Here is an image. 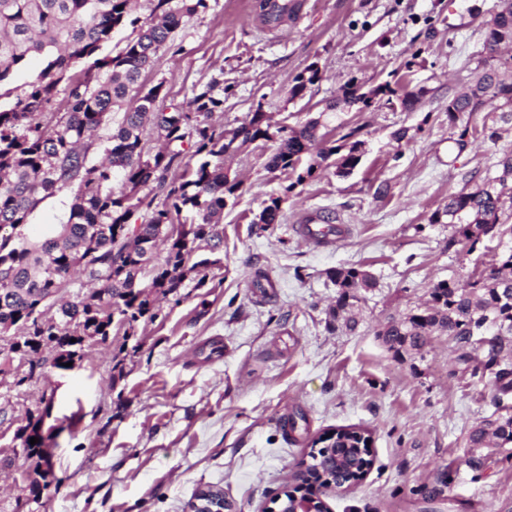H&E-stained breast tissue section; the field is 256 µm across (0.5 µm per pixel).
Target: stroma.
I'll return each instance as SVG.
<instances>
[{"label":"stroma","instance_id":"1","mask_svg":"<svg viewBox=\"0 0 512 512\" xmlns=\"http://www.w3.org/2000/svg\"><path fill=\"white\" fill-rule=\"evenodd\" d=\"M250 2L207 0L183 18L145 84L163 83L166 104L182 105L195 87L223 82L227 129L257 110L276 128L322 116L330 144L360 141L361 162L347 176L326 162L300 182L267 169L277 140L225 157L241 187L216 227L214 266L189 275L154 321L130 337L113 330L73 369L0 381V459L14 460L0 466V512H187L211 485L237 512H274L311 442L345 426L371 435L373 463L352 489L327 490L331 512H512V458L467 463V431L493 412L487 389L458 371L447 337L401 360L378 337L437 282L465 283L493 258L467 255L452 227L430 218L512 150L507 125L457 150L448 122L449 98L482 69L498 0H300L297 19L275 32ZM312 66L320 80L290 97ZM386 82L417 100L341 102L349 84ZM402 128L406 138L394 141ZM274 197L282 219L260 230L255 219ZM71 200L42 201L29 239L66 223ZM316 215L332 216L340 238L303 241L297 228ZM349 268L375 282L353 309V330L328 315L338 289L327 273ZM261 275L270 287H255ZM30 412L54 429L50 484L40 503L21 507L29 467L14 457L13 435Z\"/></svg>","mask_w":512,"mask_h":512}]
</instances>
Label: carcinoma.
I'll list each match as a JSON object with an SVG mask.
<instances>
[{
	"label": "carcinoma",
	"instance_id": "carcinoma-1",
	"mask_svg": "<svg viewBox=\"0 0 512 512\" xmlns=\"http://www.w3.org/2000/svg\"><path fill=\"white\" fill-rule=\"evenodd\" d=\"M132 0H0V87L33 56L46 59L38 79L27 86L14 105L0 109V376L13 375L18 383L49 364L66 369V363L84 356L85 348L105 343L113 324L135 335L141 321L157 317V302L178 289L191 272L202 271L206 259H194L201 245L212 246L218 238L225 195L239 190L241 182L224 171V156L248 144L271 138L272 125L265 112L251 113L248 122L227 131L211 122L224 111V98L214 93V80L193 90L188 112L181 106L166 110L163 83L147 86L143 74L152 69L164 46L185 16L207 8V0H149L150 13L140 20L131 17ZM267 0H255L256 19L270 31L279 29L299 10L297 0H276L265 11ZM139 25L136 37L117 55L99 56L112 33L126 25ZM512 46V0L487 22L484 50L489 61L467 92L448 100V121L472 117L482 98L503 100L506 110L493 124L512 125V54L496 56L500 46ZM92 65L80 68L85 60ZM320 79L310 67L295 78L289 94L296 98L307 85ZM65 86L66 112L48 111L59 87ZM395 94L388 85L365 93L357 87L344 90L346 105L369 106L380 93ZM125 107L121 119L112 121L114 108ZM151 123L165 147L145 151L143 131ZM112 124V133L98 164L89 163L98 129ZM320 120L308 119L297 127L277 128L279 146L268 162L272 170H296L308 156L306 174L332 156L336 173L347 175L360 162V143L323 147L318 135ZM482 132L493 139L497 131L465 123L455 144L464 148L466 138ZM189 142L197 158L190 178L168 180L181 163L182 150L174 146ZM495 176L477 181L472 188L448 197L432 224L447 218L454 236L467 253L476 251L485 239L505 237L499 243L498 260L486 274L461 285L450 279L438 282L428 305L404 317H391L378 332L382 342L397 357L419 354L436 331L455 346L458 364L470 376L487 385L495 407L494 418L471 427L466 434L469 464L479 469L497 454L512 457V211L504 209V197H512V150L501 154ZM72 190L66 223L49 238L33 243L24 227L30 213L43 200ZM164 199L155 203L158 195ZM137 203H132V200ZM152 210L150 219L138 225L139 235L130 240L126 226L133 209ZM281 199L272 198L258 219L265 230L280 223ZM159 240L166 256L152 264V277H136L134 267L142 262L140 243ZM328 277L339 288L329 317L353 308L360 292L374 286L359 269L332 270ZM486 336L483 359L471 364L470 337ZM58 348L50 359L43 356L49 345ZM25 360L29 371L19 376L14 360ZM20 452L33 463L27 488L32 502L39 503L40 481L50 473V441L44 433L43 416L28 414L18 427ZM39 442L32 445L30 438Z\"/></svg>",
	"mask_w": 512,
	"mask_h": 512
}]
</instances>
